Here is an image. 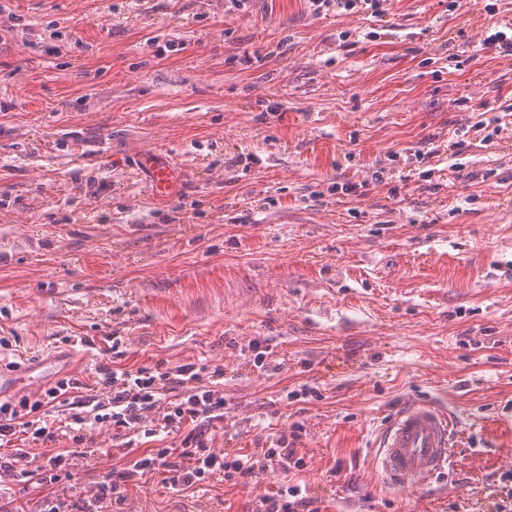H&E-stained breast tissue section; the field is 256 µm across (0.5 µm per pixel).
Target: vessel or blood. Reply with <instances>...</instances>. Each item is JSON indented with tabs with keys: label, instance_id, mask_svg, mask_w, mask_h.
<instances>
[{
	"label": "vessel or blood",
	"instance_id": "vessel-or-blood-1",
	"mask_svg": "<svg viewBox=\"0 0 512 512\" xmlns=\"http://www.w3.org/2000/svg\"><path fill=\"white\" fill-rule=\"evenodd\" d=\"M148 191L158 197L167 192L176 171L157 163L150 166ZM0 383L21 394L38 383L30 362L0 364ZM454 442V422L447 411L429 401H413L385 423L376 453V464L386 484L419 488L448 471L449 450Z\"/></svg>",
	"mask_w": 512,
	"mask_h": 512
}]
</instances>
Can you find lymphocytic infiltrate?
<instances>
[{"mask_svg": "<svg viewBox=\"0 0 512 512\" xmlns=\"http://www.w3.org/2000/svg\"><path fill=\"white\" fill-rule=\"evenodd\" d=\"M206 364L173 365L164 361L137 370L96 367L95 410L72 401L82 384L63 378L38 396L0 398V512H8L16 486H54L72 481L78 467L93 464L100 449L91 445L98 424L112 427L115 453L123 463L101 475L82 496L46 495L33 512H125L129 485L144 475L160 476L173 493L203 497L213 484H273L254 498L253 512H321L316 499L293 484L290 475L305 462L296 445L299 431L257 441L255 448H212L210 429L228 417V403L218 382L209 380ZM70 405L65 425H56L46 410ZM175 435V448H144L140 442ZM69 447H59L60 437Z\"/></svg>", "mask_w": 512, "mask_h": 512, "instance_id": "f902f5d3", "label": "lymphocytic infiltrate"}]
</instances>
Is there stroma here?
Masks as SVG:
<instances>
[{"mask_svg":"<svg viewBox=\"0 0 512 512\" xmlns=\"http://www.w3.org/2000/svg\"><path fill=\"white\" fill-rule=\"evenodd\" d=\"M496 5L489 13L488 5ZM512 0H0V336L47 381L206 362L251 448L301 424L323 512H495L512 472ZM175 49H167V42ZM279 104L270 113L266 103ZM432 151L421 160L417 150ZM181 171L145 195L138 156ZM363 184L347 199L332 186ZM267 347L248 365L250 343ZM318 397L287 402L300 385ZM428 399L448 475L384 484L378 429ZM145 475L127 512H196ZM310 2L316 6V12H321L325 9H336L337 11L344 10L345 12H351L359 6H365V9L370 10V14H374L375 17L385 11L382 8L383 2H386V0H313ZM510 32V33H509ZM484 49L494 50L500 56H512V26L511 23H505L494 29L483 39Z\"/></svg>","mask_w":512,"mask_h":512,"instance_id":"35a3bbf8","label":"stroma"}]
</instances>
